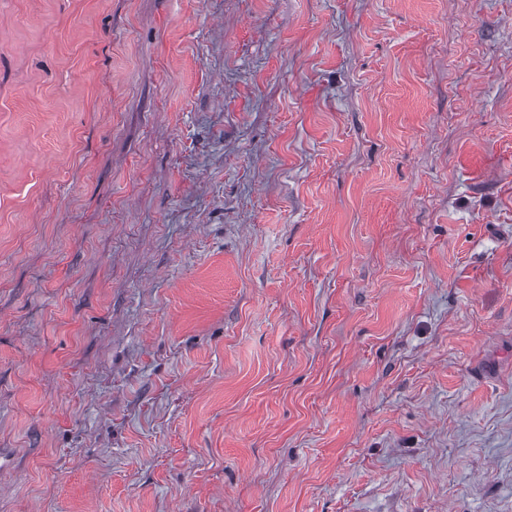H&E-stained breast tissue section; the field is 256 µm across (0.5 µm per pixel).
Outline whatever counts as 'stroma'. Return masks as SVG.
Returning <instances> with one entry per match:
<instances>
[{
  "label": "stroma",
  "mask_w": 512,
  "mask_h": 512,
  "mask_svg": "<svg viewBox=\"0 0 512 512\" xmlns=\"http://www.w3.org/2000/svg\"><path fill=\"white\" fill-rule=\"evenodd\" d=\"M0 512H512V0H0Z\"/></svg>",
  "instance_id": "1"
}]
</instances>
